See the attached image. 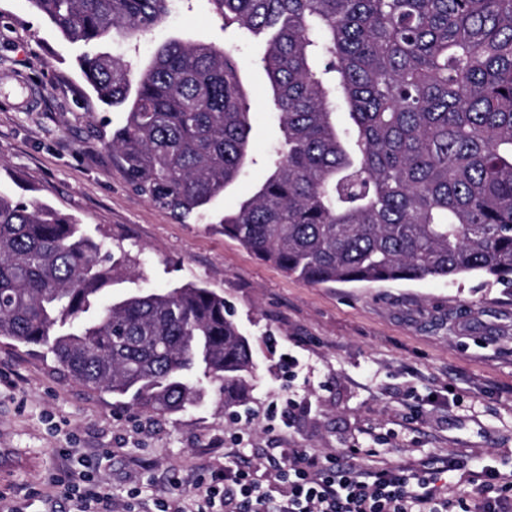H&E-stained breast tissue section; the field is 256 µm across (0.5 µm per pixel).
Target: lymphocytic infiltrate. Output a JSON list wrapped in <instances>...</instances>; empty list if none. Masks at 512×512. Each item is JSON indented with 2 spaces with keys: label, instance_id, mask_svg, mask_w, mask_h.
I'll return each mask as SVG.
<instances>
[{
  "label": "lymphocytic infiltrate",
  "instance_id": "lymphocytic-infiltrate-1",
  "mask_svg": "<svg viewBox=\"0 0 512 512\" xmlns=\"http://www.w3.org/2000/svg\"><path fill=\"white\" fill-rule=\"evenodd\" d=\"M271 466L276 481L288 485L285 498L274 500L249 472L228 467L198 482L195 512H512L497 500L504 487L493 470L485 471L483 500L474 506L437 493L438 472L427 467L370 472L304 452L281 455ZM63 487L73 512H108L112 495L90 475L69 473Z\"/></svg>",
  "mask_w": 512,
  "mask_h": 512
}]
</instances>
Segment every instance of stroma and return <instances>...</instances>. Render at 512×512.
I'll return each instance as SVG.
<instances>
[{
  "label": "stroma",
  "mask_w": 512,
  "mask_h": 512,
  "mask_svg": "<svg viewBox=\"0 0 512 512\" xmlns=\"http://www.w3.org/2000/svg\"><path fill=\"white\" fill-rule=\"evenodd\" d=\"M172 38L224 45L221 19L194 0L137 45L97 44L133 68ZM62 38L28 0H0V195L75 217L111 248L113 299L196 282L223 293L255 370L247 405L225 409L216 387L159 416L64 377L52 357L0 342V492L24 512H69L58 479L88 471L125 512L190 500L204 467L266 481L282 451L334 456L373 470L452 458L440 484L474 498L481 470L512 481V290L477 276L313 286L212 229L267 174L281 138L260 69L246 73L253 161L211 206L180 219L136 193L108 142L126 119L107 109Z\"/></svg>",
  "instance_id": "35a3bbf8"
}]
</instances>
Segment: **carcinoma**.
<instances>
[{
  "label": "carcinoma",
  "mask_w": 512,
  "mask_h": 512,
  "mask_svg": "<svg viewBox=\"0 0 512 512\" xmlns=\"http://www.w3.org/2000/svg\"><path fill=\"white\" fill-rule=\"evenodd\" d=\"M70 42L138 39L177 0H28ZM261 57L172 39L138 72L85 53L126 112L109 147L128 184L204 216L253 162L245 72L267 79L282 140L214 228L313 285L477 275L512 287V0H206ZM112 254L71 216L0 195V340L84 386L172 416L220 383L245 404L254 362L224 295L187 283L119 301Z\"/></svg>",
  "instance_id": "1"
}]
</instances>
